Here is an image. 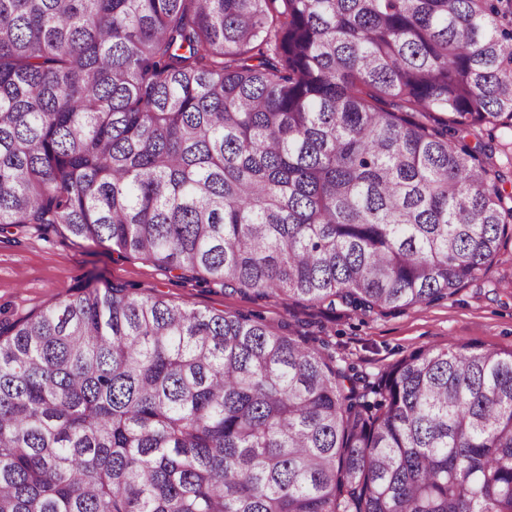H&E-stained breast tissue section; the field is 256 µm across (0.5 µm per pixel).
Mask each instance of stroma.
<instances>
[{
	"instance_id": "obj_1",
	"label": "stroma",
	"mask_w": 512,
	"mask_h": 512,
	"mask_svg": "<svg viewBox=\"0 0 512 512\" xmlns=\"http://www.w3.org/2000/svg\"><path fill=\"white\" fill-rule=\"evenodd\" d=\"M186 308L259 317L274 332L324 345L369 378L415 350L475 344L512 351V239L499 261L454 297L398 312L352 313L175 278L136 256L121 258L70 233L27 227L0 233V321L16 322L74 293L89 276Z\"/></svg>"
}]
</instances>
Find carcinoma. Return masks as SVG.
Instances as JSON below:
<instances>
[{
  "mask_svg": "<svg viewBox=\"0 0 512 512\" xmlns=\"http://www.w3.org/2000/svg\"><path fill=\"white\" fill-rule=\"evenodd\" d=\"M512 0H0V232L371 313L512 237ZM0 512H512V351L364 383L86 284L0 323Z\"/></svg>",
  "mask_w": 512,
  "mask_h": 512,
  "instance_id": "cac0c4a2",
  "label": "carcinoma"
}]
</instances>
